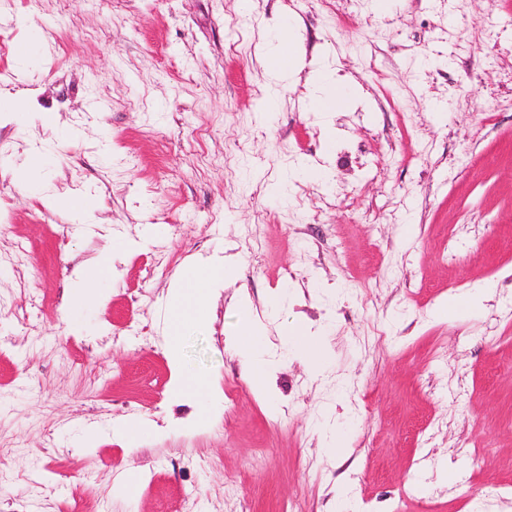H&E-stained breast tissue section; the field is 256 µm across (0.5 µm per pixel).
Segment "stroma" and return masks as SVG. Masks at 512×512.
Returning a JSON list of instances; mask_svg holds the SVG:
<instances>
[{"instance_id": "obj_1", "label": "stroma", "mask_w": 512, "mask_h": 512, "mask_svg": "<svg viewBox=\"0 0 512 512\" xmlns=\"http://www.w3.org/2000/svg\"><path fill=\"white\" fill-rule=\"evenodd\" d=\"M372 3L0 0V99L23 104L0 112V512H325L340 486L359 512H512V0ZM279 20L343 110L313 111L302 74L270 88ZM306 165L324 180L273 193ZM120 243L108 302L71 317L75 270ZM213 257L236 280L172 365L168 290ZM485 283L480 310L434 317ZM278 293L271 342L303 321L331 354L278 364L266 397L237 299ZM135 418L154 432L113 433ZM176 390L178 393H188L194 395L199 403H204L207 395V381L200 375L186 373L183 374Z\"/></svg>"}]
</instances>
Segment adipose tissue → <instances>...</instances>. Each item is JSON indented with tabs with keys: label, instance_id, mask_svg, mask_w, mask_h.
Here are the masks:
<instances>
[{
	"label": "adipose tissue",
	"instance_id": "adipose-tissue-1",
	"mask_svg": "<svg viewBox=\"0 0 512 512\" xmlns=\"http://www.w3.org/2000/svg\"><path fill=\"white\" fill-rule=\"evenodd\" d=\"M266 70L278 80L294 78L305 69V59L293 28L281 24L275 43L269 44L263 55ZM111 257H104L94 266L80 271L83 288L75 290L68 299L73 312H81L89 305L103 304L107 295L98 284L106 271L111 270ZM223 268L198 267L186 280L184 287L175 289L169 315L170 341L167 343L169 358H177L174 341L180 329L188 323L202 324L208 318V295L211 283L224 277ZM281 344L294 356L303 359L311 367L322 369L328 362L327 352L321 336L304 324L296 323L282 330ZM238 350L243 357L250 383L258 392H265L270 372L276 364V356L271 350L264 325L256 317H248L239 331Z\"/></svg>",
	"mask_w": 512,
	"mask_h": 512
}]
</instances>
